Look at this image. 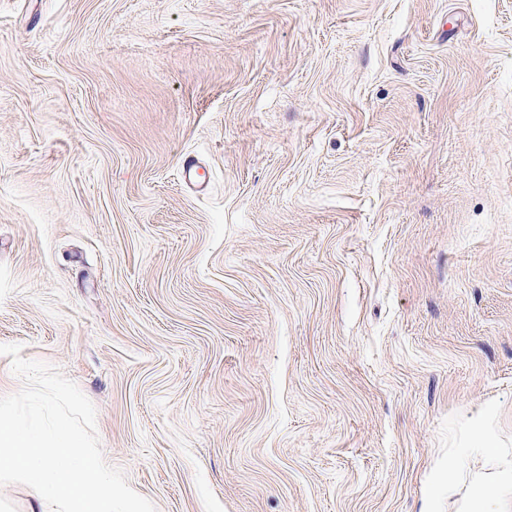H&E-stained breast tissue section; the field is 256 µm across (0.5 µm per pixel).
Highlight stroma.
I'll return each mask as SVG.
<instances>
[{
	"mask_svg": "<svg viewBox=\"0 0 512 512\" xmlns=\"http://www.w3.org/2000/svg\"><path fill=\"white\" fill-rule=\"evenodd\" d=\"M0 344L155 512H512V0H0Z\"/></svg>",
	"mask_w": 512,
	"mask_h": 512,
	"instance_id": "35a3bbf8",
	"label": "stroma"
}]
</instances>
